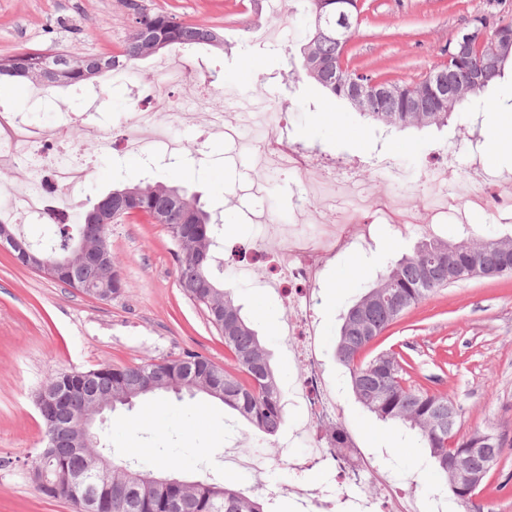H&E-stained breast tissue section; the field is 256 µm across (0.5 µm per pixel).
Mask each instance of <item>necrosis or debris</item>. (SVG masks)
<instances>
[{"label": "necrosis or debris", "instance_id": "4bbe7bcc", "mask_svg": "<svg viewBox=\"0 0 512 512\" xmlns=\"http://www.w3.org/2000/svg\"><path fill=\"white\" fill-rule=\"evenodd\" d=\"M132 100L138 108L135 120L113 142V149L146 158L170 153L188 113L175 99L162 110L140 95ZM238 122L254 128L264 171L292 177L299 189L297 209L319 202L344 213L349 224L345 231L335 224H277L273 230L289 250L287 259L268 254L258 235L249 240L240 259L239 268L245 272L264 263L265 286L278 289L288 306V350L300 364L301 374L288 392L287 404L302 415L289 439L304 442L346 495L364 502V512H442L437 496L416 495L411 479L393 473L377 451L364 447L354 431L343 426L338 393L323 360L316 301L324 263L344 245L371 244L370 227L362 222L368 208L361 165L342 159L322 169L319 178H311L312 162L297 147L282 144L287 122L270 97L252 98ZM83 124V116L62 112L54 128L43 132L29 125L23 110L0 111V162L23 174L19 183L0 188L1 215L51 222L66 214L71 190L90 163L72 138L73 130ZM451 175L448 147L439 145L412 181L424 194L423 212L392 215L389 223L399 224L402 233L418 236L433 234L435 225L449 219L466 224V212L459 206L463 198L490 215L512 220V190L505 188L503 179L484 173L455 181Z\"/></svg>", "mask_w": 512, "mask_h": 512}]
</instances>
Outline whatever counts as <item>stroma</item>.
<instances>
[{
  "label": "stroma",
  "mask_w": 512,
  "mask_h": 512,
  "mask_svg": "<svg viewBox=\"0 0 512 512\" xmlns=\"http://www.w3.org/2000/svg\"><path fill=\"white\" fill-rule=\"evenodd\" d=\"M148 8L172 12L205 24L223 26L224 49L184 51L180 61L189 82L174 94L189 111L243 108L255 88L269 89L282 104L288 125L285 139L305 152L331 159L370 163L384 158L399 169L428 158L439 143L460 175L472 166L512 177V84L491 91L473 124L409 128L386 132L345 102L325 96L308 79L292 80L282 47L255 51L253 29L268 21L249 0H144ZM488 0H361L358 31L350 43L354 66L405 83L420 81L440 62L439 52L487 11ZM133 15L122 0H0V56L33 48L60 49L74 56L108 55L120 49ZM208 78L222 89L209 103H193L194 81ZM29 83L0 86V105L25 110L31 122L50 127L58 109L84 114L86 131L77 141L94 139L101 149L85 177L74 187V208L123 183L173 178L201 193L221 220L224 284L232 288L243 312L258 330L282 382L295 381L298 364L289 357L282 334L286 306L274 290L240 278L232 253L252 234V218L272 222L298 216L305 224H331L335 214L320 206L295 214L294 183L272 178L251 159L253 143L233 145L215 138L205 152L196 150V129L176 135L174 159L145 162L105 146L132 120L136 106L124 81L104 73L93 82L45 91L52 107L34 103ZM331 110L333 120L323 118ZM261 195H252L253 186ZM375 245H350L327 264L318 308L325 361L335 368L339 316L360 285L376 280L385 264L412 250L415 239L392 225L374 221ZM109 244L126 283L117 298L102 301L16 265L0 248V512H76L63 500L42 495L29 478L44 426L34 396L60 372L101 365H134L178 357L195 350L216 363L224 361V341L203 310L181 292L163 225L143 217L111 224ZM403 350L414 364L412 379L460 401L461 432L488 430L512 440V276L475 277L431 294L406 312L374 343L375 349ZM341 412L366 447L398 456L397 474L413 478L422 494L437 490L439 478L421 465L417 438L387 428L357 405L349 391L340 394ZM106 455L119 461L149 462L157 452L174 455L190 479H214L244 489L265 483L276 493V512H301L296 492L307 485L330 491L339 512H356L342 498L332 475L316 466L294 470L307 449L298 442L277 447L261 441L249 426L229 415L223 404L205 398L160 397L142 402L130 414H108Z\"/></svg>",
  "instance_id": "1"
}]
</instances>
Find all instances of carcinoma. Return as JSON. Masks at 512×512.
I'll return each mask as SVG.
<instances>
[{"instance_id": "carcinoma-1", "label": "carcinoma", "mask_w": 512, "mask_h": 512, "mask_svg": "<svg viewBox=\"0 0 512 512\" xmlns=\"http://www.w3.org/2000/svg\"><path fill=\"white\" fill-rule=\"evenodd\" d=\"M307 22L298 60L292 63L291 77L314 80L329 94L341 100L358 83L370 84L383 90L373 112L363 116L392 130L416 127H442L451 117L476 111L486 89L512 75V20L492 14L475 18L471 27L496 34L495 40L473 44L462 53L442 52L443 59L413 84H402L379 74H361L349 64L347 46L357 32L358 0H304ZM132 10L134 26L124 43L119 58L124 66L161 50L199 46L224 48V28L180 18L168 12H156L138 0H127ZM497 42V66L483 72V61L492 42ZM57 55L52 50L22 52L10 57L12 64L0 67V78L26 80V72L39 65L42 58ZM115 55L101 57L102 67L94 71L68 69L49 82L51 86H66L92 81L112 69ZM448 78V87H467L463 100L451 102L437 87L438 76ZM172 198L181 200L177 219H169L166 207ZM112 205L119 208L117 222L133 215L153 218L167 225L173 245L177 281L185 296L205 311L208 322L224 337V364L208 357L186 352L159 362L137 365L101 366L60 373L49 379L39 390L44 394L59 390L68 395V410L60 420L61 428L43 421L47 446L54 455L49 461L37 456L29 471L32 482H38V469L47 468L65 476L82 469L86 461L70 453L74 432L68 430L85 412V395H112L115 408L132 410L136 403L149 396L173 394L191 398L202 394L218 400L224 407L246 421L254 431L268 437L277 435L285 417L279 401L280 388L270 353L262 344L251 322L242 314L233 292L223 287L214 265L219 242L216 219L201 200L169 181L125 185L112 190ZM104 198L88 202L69 219L58 225L56 238L42 247L41 254L49 261L64 263L71 251L86 234L89 224L99 220ZM512 275V233L490 229L483 234L450 242L438 235L423 237L412 253L387 262L384 271L343 313L336 334L335 358L345 369L346 383L364 409L381 421L399 430L416 434L420 447L426 450V460L441 477V487L448 489L464 508V512H485L487 505L480 494L488 485L497 462L512 445L490 431L476 430L459 433L457 424L461 405L448 395L432 391L411 381L412 364L399 350L388 349L367 353L375 339L397 322L408 310L419 305L436 290L474 277ZM84 286L80 291L103 299L99 289L106 288L112 297L121 295L123 280L107 282L93 267L84 271ZM212 288H207V285ZM156 388L143 395L140 388L147 382ZM476 448L478 452L468 453ZM467 457L468 472L473 486L468 491L457 487L454 473L448 469L451 455ZM180 466L170 458L148 465L136 459L112 464V500L99 496L102 506L97 512H166L169 498L182 500L187 512H267L258 496L222 483L200 481L194 485L179 474ZM137 474H152L167 479L165 492L152 484L133 482ZM51 499L73 504L78 512H91V507L74 498L69 484L58 482Z\"/></svg>"}]
</instances>
